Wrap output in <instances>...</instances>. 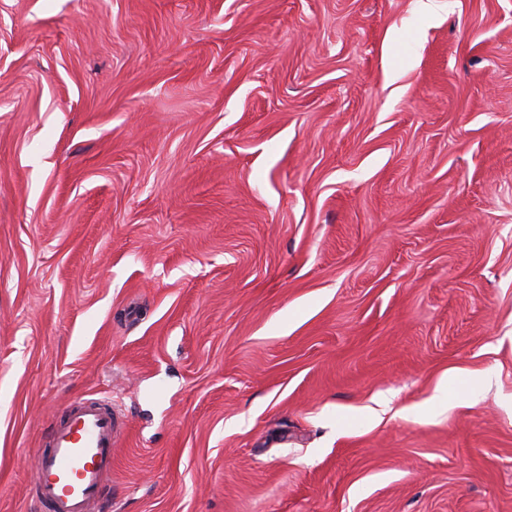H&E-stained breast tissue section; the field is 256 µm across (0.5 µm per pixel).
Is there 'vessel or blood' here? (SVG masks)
<instances>
[{
  "instance_id": "1",
  "label": "vessel or blood",
  "mask_w": 512,
  "mask_h": 512,
  "mask_svg": "<svg viewBox=\"0 0 512 512\" xmlns=\"http://www.w3.org/2000/svg\"><path fill=\"white\" fill-rule=\"evenodd\" d=\"M123 429L122 416L109 402H67L36 457L30 490L36 512H107L112 450Z\"/></svg>"
}]
</instances>
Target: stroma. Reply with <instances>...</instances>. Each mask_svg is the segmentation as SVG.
<instances>
[{"label":"stroma","instance_id":"35a3bbf8","mask_svg":"<svg viewBox=\"0 0 512 512\" xmlns=\"http://www.w3.org/2000/svg\"><path fill=\"white\" fill-rule=\"evenodd\" d=\"M431 5L0 0V512L77 395L112 512H512V0Z\"/></svg>","mask_w":512,"mask_h":512}]
</instances>
